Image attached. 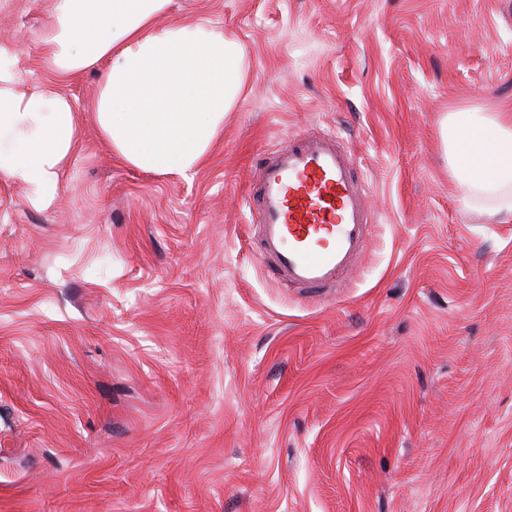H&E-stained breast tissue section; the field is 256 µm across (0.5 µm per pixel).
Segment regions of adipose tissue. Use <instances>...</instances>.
Masks as SVG:
<instances>
[{
	"instance_id": "obj_1",
	"label": "adipose tissue",
	"mask_w": 512,
	"mask_h": 512,
	"mask_svg": "<svg viewBox=\"0 0 512 512\" xmlns=\"http://www.w3.org/2000/svg\"><path fill=\"white\" fill-rule=\"evenodd\" d=\"M169 0H50L56 24L44 40L54 79L21 86L18 55L0 45V175L48 208L63 162L77 143V118L56 78L102 69L94 100L113 151L144 172L187 175L208 154L245 79L242 44L202 20L158 27ZM455 179L512 216V114L452 112L441 123Z\"/></svg>"
}]
</instances>
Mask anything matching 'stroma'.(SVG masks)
I'll return each mask as SVG.
<instances>
[{
    "label": "stroma",
    "instance_id": "stroma-1",
    "mask_svg": "<svg viewBox=\"0 0 512 512\" xmlns=\"http://www.w3.org/2000/svg\"><path fill=\"white\" fill-rule=\"evenodd\" d=\"M243 45L197 170L104 141L102 73L59 83L60 199L0 177V512H512V221L439 134L512 111V0H171ZM49 0H0L23 88ZM360 163L375 228L338 295L271 280L249 183L289 136Z\"/></svg>",
    "mask_w": 512,
    "mask_h": 512
}]
</instances>
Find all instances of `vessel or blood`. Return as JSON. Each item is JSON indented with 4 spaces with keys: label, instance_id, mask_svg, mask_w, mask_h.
<instances>
[{
    "label": "vessel or blood",
    "instance_id": "obj_1",
    "mask_svg": "<svg viewBox=\"0 0 512 512\" xmlns=\"http://www.w3.org/2000/svg\"><path fill=\"white\" fill-rule=\"evenodd\" d=\"M358 163L336 136L303 134L280 145L250 186L269 277L329 295L358 268L373 216Z\"/></svg>",
    "mask_w": 512,
    "mask_h": 512
}]
</instances>
